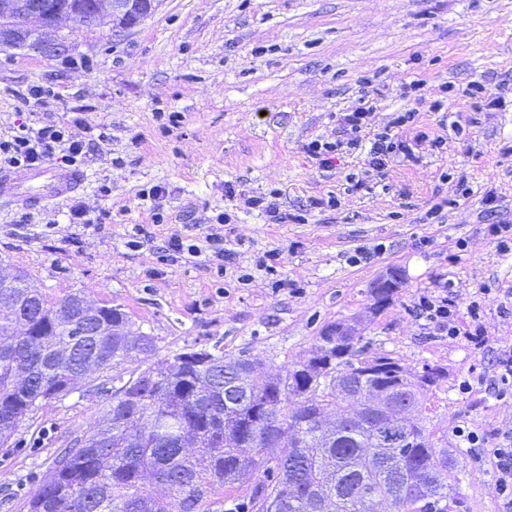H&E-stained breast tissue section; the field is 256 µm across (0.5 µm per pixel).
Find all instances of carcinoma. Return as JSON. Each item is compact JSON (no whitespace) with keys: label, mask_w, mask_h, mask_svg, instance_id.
<instances>
[{"label":"carcinoma","mask_w":512,"mask_h":512,"mask_svg":"<svg viewBox=\"0 0 512 512\" xmlns=\"http://www.w3.org/2000/svg\"><path fill=\"white\" fill-rule=\"evenodd\" d=\"M40 22L86 11L90 0H32ZM392 288H370L372 310ZM18 272L0 280V447L42 402L106 372L112 397L97 428L76 436L27 512H205L215 485L252 481L256 512H450L448 449L424 424V397L444 379L388 356L362 336L326 327L311 355L269 375L218 346L137 367L156 351L119 308L90 325L59 310Z\"/></svg>","instance_id":"obj_1"}]
</instances>
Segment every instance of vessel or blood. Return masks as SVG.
Listing matches in <instances>:
<instances>
[{"instance_id": "1", "label": "vessel or blood", "mask_w": 512, "mask_h": 512, "mask_svg": "<svg viewBox=\"0 0 512 512\" xmlns=\"http://www.w3.org/2000/svg\"><path fill=\"white\" fill-rule=\"evenodd\" d=\"M13 189L15 197L28 205L57 201L76 192L82 176L75 170L55 167L0 168V185Z\"/></svg>"}]
</instances>
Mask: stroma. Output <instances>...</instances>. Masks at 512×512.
Returning a JSON list of instances; mask_svg holds the SVG:
<instances>
[{
	"label": "stroma",
	"instance_id": "35a3bbf8",
	"mask_svg": "<svg viewBox=\"0 0 512 512\" xmlns=\"http://www.w3.org/2000/svg\"><path fill=\"white\" fill-rule=\"evenodd\" d=\"M60 34L70 59L0 49V137L80 119L92 141L83 184L41 206L0 190V269L52 300L77 292L120 308L154 336L158 361L217 345L282 373L328 325L359 324L371 355L444 368L425 422L448 439L452 510L497 512L490 465L455 432L512 430V401L488 389L497 351L512 346V254L487 234L512 225V0H159L133 27ZM414 81L421 91L405 96ZM474 81L500 106L465 96ZM33 85L54 98L26 100ZM359 105L375 133L413 110L394 129L411 156L380 172L360 151L319 167L307 144L334 140ZM156 185L163 197H141ZM78 202L90 225L70 223ZM223 212L231 223H217ZM210 233L223 235V259L206 250ZM172 237L201 255L165 252ZM394 271L401 287L372 313L370 286ZM445 294L463 326L482 298L484 347L429 334L416 304ZM111 384L43 402L0 447V512H26L73 435L101 420Z\"/></svg>",
	"mask_w": 512,
	"mask_h": 512
}]
</instances>
